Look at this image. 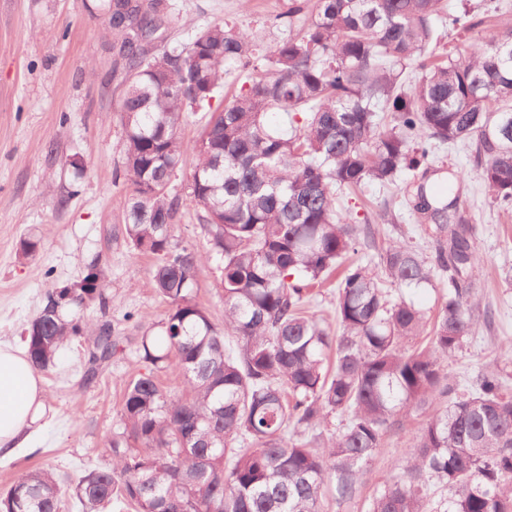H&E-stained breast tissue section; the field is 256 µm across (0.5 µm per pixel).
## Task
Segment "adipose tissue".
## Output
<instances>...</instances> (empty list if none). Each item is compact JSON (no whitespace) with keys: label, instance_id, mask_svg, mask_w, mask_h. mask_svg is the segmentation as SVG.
Instances as JSON below:
<instances>
[{"label":"adipose tissue","instance_id":"adipose-tissue-1","mask_svg":"<svg viewBox=\"0 0 512 512\" xmlns=\"http://www.w3.org/2000/svg\"><path fill=\"white\" fill-rule=\"evenodd\" d=\"M44 385L24 351L0 345V458L27 447L43 408Z\"/></svg>","mask_w":512,"mask_h":512}]
</instances>
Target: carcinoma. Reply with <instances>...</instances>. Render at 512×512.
I'll list each match as a JSON object with an SVG mask.
<instances>
[{
	"instance_id": "cac0c4a2",
	"label": "carcinoma",
	"mask_w": 512,
	"mask_h": 512,
	"mask_svg": "<svg viewBox=\"0 0 512 512\" xmlns=\"http://www.w3.org/2000/svg\"><path fill=\"white\" fill-rule=\"evenodd\" d=\"M165 0H102L118 43L123 174L133 186L124 234L154 258V288L169 303L142 359L182 375L167 395L153 370L124 391L121 419L141 443L110 441L112 468L86 472L73 488L81 512L126 504L137 512H326L361 493L384 438L420 418L406 458L367 501L366 512H512V375L489 367L469 388L442 360L474 335L471 269L480 258L462 204L465 173L448 196L405 189L403 202L436 243L429 262L395 241L375 264L347 262L360 234L337 206L338 192L438 173L435 145L472 148L474 166L504 210L512 209V26L480 39L488 14H448L461 43L440 60L433 24L445 0H291L281 22L304 27L271 46L227 23L198 29L181 47L150 54ZM246 73L239 92L205 114L192 145L182 127L210 105L224 67ZM194 160L190 195L201 208L209 249L172 241L181 220L173 179ZM217 258L224 326L193 296L198 267ZM331 334L308 310L335 271ZM447 276L433 317L403 289ZM105 303L101 270L47 293L34 320L48 336L26 348L45 371L89 324L63 319L71 305ZM112 325L98 328L93 376L115 353ZM334 426L325 440L307 439ZM0 499V512H59L49 466L28 470Z\"/></svg>"
}]
</instances>
